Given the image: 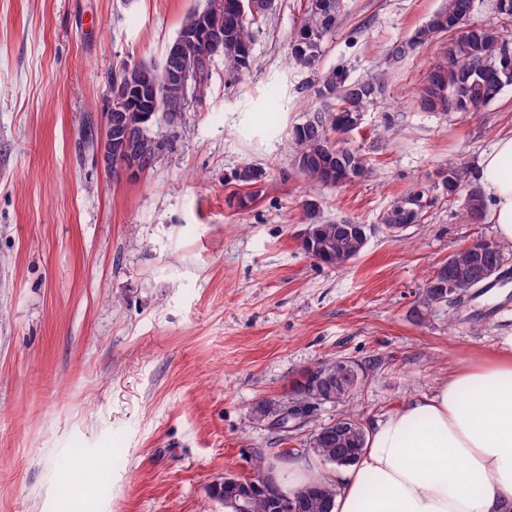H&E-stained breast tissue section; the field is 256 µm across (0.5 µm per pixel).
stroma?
<instances>
[{
    "mask_svg": "<svg viewBox=\"0 0 512 512\" xmlns=\"http://www.w3.org/2000/svg\"><path fill=\"white\" fill-rule=\"evenodd\" d=\"M206 3L0 0V512H224L208 493L224 475L310 458L318 427L375 425L464 360L512 350V276L460 311L413 313L450 254L496 238L447 199L440 171L476 169L512 134V87L475 112L420 109L448 39L392 51L443 0H343L313 70L289 57L306 0H272L252 69L215 57L202 101L154 121L171 153L135 177L98 165L85 132L104 134L108 74L161 64ZM333 68L383 85L358 129L330 135L372 169L344 186L305 176L291 141L334 110L318 92ZM246 165L263 181H235ZM413 193L422 223L390 232L382 214ZM309 200L322 220L368 225L357 258L325 266L301 250ZM336 358L365 371L354 400L294 431L256 421Z\"/></svg>",
    "mask_w": 512,
    "mask_h": 512,
    "instance_id": "1",
    "label": "stroma"
}]
</instances>
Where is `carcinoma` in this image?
Listing matches in <instances>:
<instances>
[{
	"label": "carcinoma",
	"mask_w": 512,
	"mask_h": 512,
	"mask_svg": "<svg viewBox=\"0 0 512 512\" xmlns=\"http://www.w3.org/2000/svg\"><path fill=\"white\" fill-rule=\"evenodd\" d=\"M473 0H445L444 7L426 25L420 27L410 40L398 46L394 55L401 57L415 46L432 40L439 34L450 37L445 62L436 65L428 74L422 89V107L432 112H473L498 99L502 91L512 87V59L500 57V46L506 40L503 31L485 26H465ZM270 7V0H207L202 9L189 13L183 21L174 43L180 45L184 57L194 60L204 46L187 38L189 32L205 27L224 33V42L210 51V56H221L231 72L239 75L252 68L253 35L251 25ZM340 0H308L306 18L290 44V55L300 65L312 67L317 60L321 42L335 27ZM131 112L135 116L131 137L138 144L136 158L142 173L156 163L155 140L151 122L140 119L143 111L165 112L167 120L175 123L189 106L180 92L168 86L165 66L141 63L128 84ZM377 92L374 82H348L344 69L337 68L322 78V93L334 95L339 101L336 113H318L295 126L291 139L296 147L298 168L308 177L323 184L327 177L339 173L350 183L365 177L368 162L362 155L345 147L331 144L329 131L349 132L353 127L341 114L359 118L373 103ZM442 188L453 199L465 194L468 220L480 224L485 209L480 190L472 184L470 171L462 166L450 165ZM420 194H410L392 206L383 216V223L418 224L422 219V205L416 203ZM304 210L315 224L312 239L316 245L318 262L338 265L356 258L365 248L358 237H344L336 224L317 223V204L304 203ZM501 251L487 253L478 247L465 246L448 256V276L429 280L421 294L415 317L421 320L428 311L442 305L455 308L477 288L484 287L493 277L503 273ZM328 372L327 391L331 402H345L355 395L357 387H344L336 379V362L322 365ZM305 371L296 381L288 396V404L309 402L308 378ZM310 442L317 448L316 456L334 466L352 464L365 446L363 425L351 418L341 417L339 423L330 422L311 435ZM249 512H332L335 488L318 480L303 490L288 495L270 486L266 489L251 487Z\"/></svg>",
	"instance_id": "obj_1"
}]
</instances>
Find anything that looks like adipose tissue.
<instances>
[{
  "label": "adipose tissue",
  "instance_id": "obj_1",
  "mask_svg": "<svg viewBox=\"0 0 512 512\" xmlns=\"http://www.w3.org/2000/svg\"><path fill=\"white\" fill-rule=\"evenodd\" d=\"M474 177L497 238L512 243V136L482 154ZM269 476L291 493L327 479L333 512H500L512 499V356L462 362L367 431L350 466L323 475L292 461Z\"/></svg>",
  "mask_w": 512,
  "mask_h": 512
}]
</instances>
